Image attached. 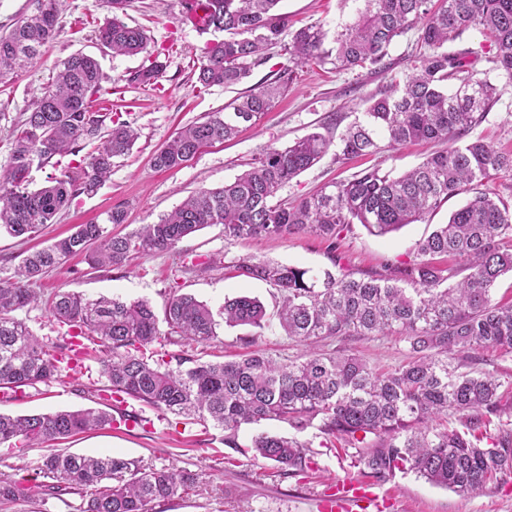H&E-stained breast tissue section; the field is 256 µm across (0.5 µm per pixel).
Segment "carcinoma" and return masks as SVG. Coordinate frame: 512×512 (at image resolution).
Masks as SVG:
<instances>
[{"label": "carcinoma", "mask_w": 512, "mask_h": 512, "mask_svg": "<svg viewBox=\"0 0 512 512\" xmlns=\"http://www.w3.org/2000/svg\"><path fill=\"white\" fill-rule=\"evenodd\" d=\"M129 0H108L111 17L98 28L101 45L114 55L147 52L149 38L125 22ZM281 0H206L204 32H222L224 41L205 49L198 81L230 87L270 61L278 45L287 62L274 76L225 103L224 108L179 129L152 156L158 170L192 160L203 147L236 137L242 125L268 112L293 81L302 63L336 70L372 66L387 72L393 41L417 28L420 53L401 77H392L379 98L369 99L339 141L329 127L312 131L284 148H271L248 169L217 189L187 197L153 224L132 233H112L126 222L121 206L100 223L78 224L22 259L13 279L0 281V388L50 383L65 369V346L37 340L16 312L39 303L31 288L50 270L75 258L93 268L122 267L136 254L171 250L183 238L214 224L224 240L252 243L265 238L311 234L336 250V240L353 224L384 236L433 215L449 198L465 195L462 206L415 246L416 257L386 275L357 277L331 257L336 271L311 275L302 267L243 257L229 271L273 286L279 326L307 347L293 359H274L260 350L234 361L179 357L149 363L140 355L155 342L206 345L217 337L214 312L191 294L171 289L158 317L147 300L126 302L58 290L49 309L70 337L89 336L100 347L103 374L113 401L126 396L176 416L211 422L236 447L244 425L284 421L302 431L319 420L321 433L355 450L372 476L386 478L411 470L428 482L460 495L482 493L512 478V429L491 434V417L502 413L503 382L482 372H462L456 356L489 348L512 353V303L494 300V290L512 274V203L485 187L512 173V153L480 138L465 140L497 100V85L477 76L472 52L450 53L445 45L470 29L488 35L496 54L490 70L512 80V0H365V9L336 32L310 23L290 31ZM61 0H36L35 12L0 34V82L34 66L59 29ZM164 64L127 74L131 85L153 83ZM99 61L82 52L55 66L31 112L13 131L9 160L0 168V233L35 236L41 227L82 194L94 192L112 173L113 159L130 154L137 132L126 121L96 107L103 90ZM99 145H94V142ZM409 142L441 143L402 173L374 165L349 178L325 183L290 204L277 198L288 182L319 162L331 147L348 160L374 156ZM86 151L79 173L64 171L45 186L30 188L33 167L57 155ZM451 255L456 262L435 264ZM228 326H268L266 308L255 297L224 300ZM167 330H162V327ZM347 336H402L411 358L391 369L372 368L354 354L313 352L309 347ZM459 416L464 430L448 428ZM114 417L99 408L52 414H0V444L25 446L105 429ZM254 456L296 474L309 467L307 445L262 432L251 440ZM42 498L74 493L82 512H152L196 482L194 474L143 467L112 455L88 456L50 449L43 461ZM28 488L0 480V503L26 496Z\"/></svg>", "instance_id": "cac0c4a2"}]
</instances>
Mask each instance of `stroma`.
I'll return each mask as SVG.
<instances>
[{
  "label": "stroma",
  "mask_w": 512,
  "mask_h": 512,
  "mask_svg": "<svg viewBox=\"0 0 512 512\" xmlns=\"http://www.w3.org/2000/svg\"><path fill=\"white\" fill-rule=\"evenodd\" d=\"M363 0H281L294 27L320 24L328 36H335L363 10ZM110 14L107 0H66L59 19L56 40L41 60L14 82L0 84V166L5 165L12 132L22 120L54 66L71 54L82 52L96 57L109 90V109L131 123L138 139L129 156L115 159L112 174L96 193L79 196L56 223L39 237L26 240L0 235V280L12 276L27 250L67 235L75 224L100 218L113 206H124L127 221L120 233L133 232L140 225L157 221L188 195L202 188H218L244 171L249 162L269 148H282L321 124L333 135L341 126L335 116L353 121L365 110L369 97L380 94L389 74L375 69L336 71L333 65L303 64L296 77L270 112L254 125L242 126L231 141L204 148L180 168L159 171L152 155L183 125L220 110L239 92L268 77L269 66L255 68L243 83L231 88L202 87L197 81L200 57L207 44L223 40L220 32L205 33L190 22L185 0H131L125 20L146 29L150 51L160 53L165 64L158 78L148 86L127 84L128 72L145 62L144 56H115L102 48L96 38L98 25ZM499 97L485 119L471 131L496 148L512 152V80L497 78ZM355 159L339 163L326 154L318 163L283 187L279 198L296 202L315 192L333 178H345L367 167ZM464 201L450 198L430 219L409 224L384 236H375L359 224L352 225L337 244L343 264L358 275H380L388 268L414 259L415 244L435 225L446 223L449 214ZM257 258L320 272L331 268L326 243L309 234L267 238L255 244H231L224 239L223 226L204 228L183 238L168 252L137 254L127 265L93 269L73 259L46 274L35 285L42 301L21 311L29 328L46 344L63 341L65 329L51 316L47 301L56 289L88 296L146 299L155 311H162L170 288L206 302L219 310L225 299L249 296L262 301L268 313H275L274 288L230 273L232 259ZM211 345L152 344L146 357L180 355L208 361L221 356L233 359L252 350L275 358H293L302 345L288 338L278 322L264 330L248 326L218 325ZM322 353L355 354L370 366L395 367L409 357V345L396 336H352L325 340L317 345ZM100 355L88 351L75 369L64 371L50 384L17 388L12 397L0 400V413L10 415L49 414L81 409L97 402L104 388ZM134 422L104 430H92L59 442V449L76 454L112 453L135 459L153 468H174L195 474L191 490L160 504V512H319L318 503L326 493L346 482L361 484L366 493L363 512H512V479L479 495L463 496L431 485L414 473L398 472L379 481L365 474L353 450L341 449L318 427L299 432L288 423L265 421L239 430L236 447L224 443L223 430L199 421L185 420L129 398L122 405ZM297 437L310 450L311 463L303 473H284L275 463L254 458L251 438L258 431ZM45 449L22 445H0V480H11L30 488L29 497L0 504V512H80L82 499L65 494L43 500L38 491L43 481Z\"/></svg>",
  "instance_id": "stroma-1"
}]
</instances>
